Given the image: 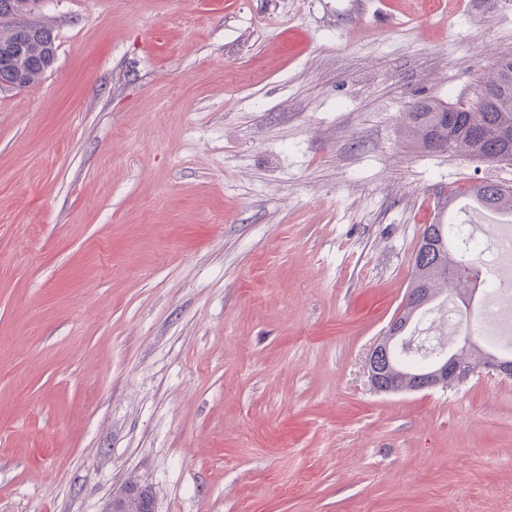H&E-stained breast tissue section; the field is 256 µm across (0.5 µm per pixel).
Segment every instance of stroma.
Masks as SVG:
<instances>
[{
    "label": "stroma",
    "mask_w": 512,
    "mask_h": 512,
    "mask_svg": "<svg viewBox=\"0 0 512 512\" xmlns=\"http://www.w3.org/2000/svg\"><path fill=\"white\" fill-rule=\"evenodd\" d=\"M436 2L38 0L55 63L0 86V512H512V380L364 375L424 226L512 185L404 130L512 54V0Z\"/></svg>",
    "instance_id": "1"
}]
</instances>
